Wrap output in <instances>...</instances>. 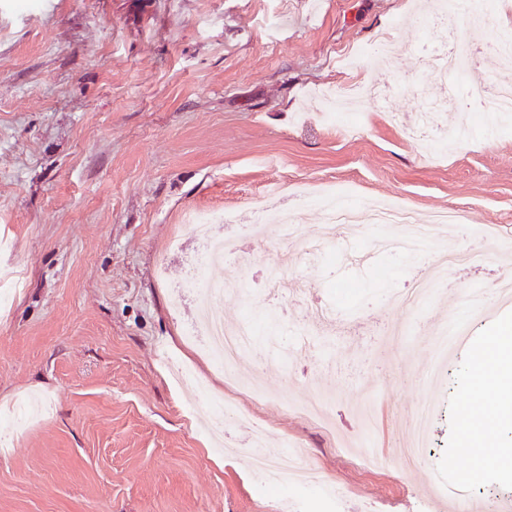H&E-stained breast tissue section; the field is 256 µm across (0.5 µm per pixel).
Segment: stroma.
Wrapping results in <instances>:
<instances>
[{"instance_id": "obj_1", "label": "stroma", "mask_w": 512, "mask_h": 512, "mask_svg": "<svg viewBox=\"0 0 512 512\" xmlns=\"http://www.w3.org/2000/svg\"><path fill=\"white\" fill-rule=\"evenodd\" d=\"M429 0H0V512H436L427 472L471 474L478 504L512 498V476L471 472L457 446L473 397L471 362L512 305L495 284L512 273L480 229L512 225V121L468 110L475 82L512 83V63L486 52L512 30V0H489L462 74L432 78L424 45ZM390 40L388 61L378 53ZM452 100L437 135L468 136L437 153L409 137L421 99ZM333 186L350 204L392 199L418 213L455 209L453 267L440 295L395 307L426 268L415 251L378 252L384 224L329 239L320 261L288 255L290 225L251 234L256 203L288 210L319 240L324 214L308 194ZM224 213L232 260L251 282L224 320L284 313L307 348L243 354L277 401L258 404L225 383L185 332L197 299L179 287L200 247L182 216ZM288 267L329 310L305 316L273 299L270 270ZM476 290L494 315L474 318ZM470 330L442 372L430 345L448 316ZM210 395L250 411L275 446L302 444L320 484L268 491L244 461L248 430L226 424L219 454L206 415L187 405L171 364ZM332 404L326 424L287 400ZM436 394L432 456L406 468L393 455L419 400Z\"/></svg>"}]
</instances>
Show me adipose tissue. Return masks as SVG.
<instances>
[{
	"mask_svg": "<svg viewBox=\"0 0 512 512\" xmlns=\"http://www.w3.org/2000/svg\"><path fill=\"white\" fill-rule=\"evenodd\" d=\"M479 395L463 412V447L473 451V468L486 461L512 471V446L501 435L512 430V327L504 326L498 336L483 345L473 361Z\"/></svg>",
	"mask_w": 512,
	"mask_h": 512,
	"instance_id": "obj_1",
	"label": "adipose tissue"
}]
</instances>
